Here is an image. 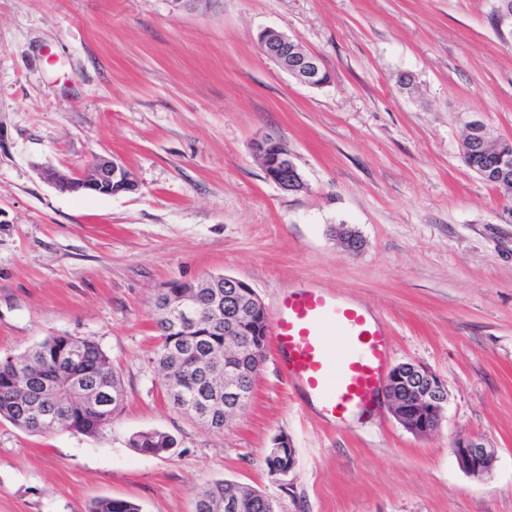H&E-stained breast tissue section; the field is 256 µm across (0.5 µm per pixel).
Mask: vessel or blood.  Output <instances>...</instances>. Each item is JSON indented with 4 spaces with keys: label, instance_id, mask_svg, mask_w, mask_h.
Segmentation results:
<instances>
[{
    "label": "vessel or blood",
    "instance_id": "vessel-or-blood-1",
    "mask_svg": "<svg viewBox=\"0 0 512 512\" xmlns=\"http://www.w3.org/2000/svg\"><path fill=\"white\" fill-rule=\"evenodd\" d=\"M341 355L329 360L328 333ZM271 334L283 372L298 396L314 397L329 421L372 413L389 343L365 310L348 308L318 288L292 291L276 313Z\"/></svg>",
    "mask_w": 512,
    "mask_h": 512
}]
</instances>
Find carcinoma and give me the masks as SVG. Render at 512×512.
Masks as SVG:
<instances>
[{"instance_id":"obj_1","label":"carcinoma","mask_w":512,"mask_h":512,"mask_svg":"<svg viewBox=\"0 0 512 512\" xmlns=\"http://www.w3.org/2000/svg\"><path fill=\"white\" fill-rule=\"evenodd\" d=\"M211 289L196 292L195 305L208 327L204 336L190 331V325L176 327L157 322L158 344L150 358L162 376L173 408L200 422L224 417V409L213 402L223 388L219 376L224 372V319L236 315L237 301L225 299L214 311ZM268 326L258 331L244 329L241 339L258 354L259 341ZM76 375L84 380L90 395L75 400H47L43 389L50 383H63ZM120 376L107 353L95 342L71 336H50L20 356L0 359V418L27 430L42 432L55 429L47 418L65 420L80 434H99L112 418L122 398ZM172 437L160 431L140 432L132 439L139 451L158 454L168 451ZM237 502L236 512H276L272 498L261 491L216 482L198 494L193 512H225V501ZM89 512H140L138 505L119 499H99Z\"/></svg>"}]
</instances>
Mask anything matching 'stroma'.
<instances>
[{
	"label": "stroma",
	"instance_id": "obj_1",
	"mask_svg": "<svg viewBox=\"0 0 512 512\" xmlns=\"http://www.w3.org/2000/svg\"><path fill=\"white\" fill-rule=\"evenodd\" d=\"M498 5L0 0V357L89 338L125 391L95 436L0 419V512H88L100 498L191 512L217 481L279 512H512V197L462 158L469 119L512 141V28ZM268 28L316 55L328 84L300 85L265 57ZM265 137L293 155L302 191L266 178L252 150ZM113 155L136 192L74 195L42 176ZM341 225L359 252L333 236ZM209 275L246 281L271 314L297 288L368 308L390 365L446 382L439 429L414 435L386 406L328 424L299 405L271 348L224 430L179 413L148 363L154 299ZM150 430L175 447L133 448ZM280 434L296 465L273 475ZM466 436L496 451L486 479L457 464Z\"/></svg>",
	"mask_w": 512,
	"mask_h": 512
}]
</instances>
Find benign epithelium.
<instances>
[{
    "instance_id": "benign-epithelium-1",
    "label": "benign epithelium",
    "mask_w": 512,
    "mask_h": 512,
    "mask_svg": "<svg viewBox=\"0 0 512 512\" xmlns=\"http://www.w3.org/2000/svg\"><path fill=\"white\" fill-rule=\"evenodd\" d=\"M259 48L267 58L302 85L321 87L329 79L319 58L302 51L297 42L284 32L275 29L263 31L259 36ZM466 132V152H471L476 146L489 148L492 134L484 122L479 119L470 120L466 124ZM253 151L260 159L267 178L280 188L291 192L305 188L293 156L279 142L270 138L257 140L253 144ZM484 175L487 182L496 188L507 194L512 192V166L500 162L485 169ZM47 180L67 193L87 191L112 196L132 193L138 189L131 172L121 160L104 156L93 160L88 174L62 178L49 172ZM336 238L347 251L355 253L359 250V239L350 229L338 227ZM174 288H214V299L219 303L228 296L224 289L232 288L233 295L242 296V301L247 303L246 319H260L267 315L264 304L248 283L231 276H207L193 282L172 283L162 288L154 301L156 318L175 322L184 316L190 322H196L193 297L188 292L175 294L172 292ZM238 380L239 367L224 365L226 412L239 413L248 405V400L238 391ZM386 390L393 415L408 431L425 436L440 426L448 392L445 382L437 375L420 365L402 363L390 371ZM452 453L461 470L474 479L485 478L494 468L495 450L487 447L480 437L456 440L452 445ZM271 458L277 459V466L281 467L283 473L294 468L295 449L288 436H280L274 441Z\"/></svg>"
}]
</instances>
